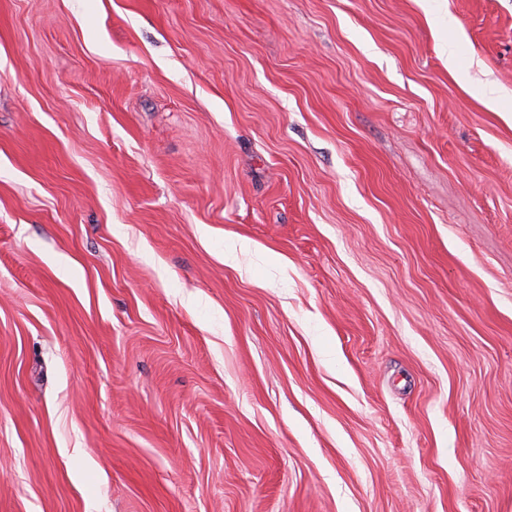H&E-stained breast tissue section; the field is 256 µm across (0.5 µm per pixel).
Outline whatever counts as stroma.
Wrapping results in <instances>:
<instances>
[{"instance_id":"stroma-1","label":"stroma","mask_w":512,"mask_h":512,"mask_svg":"<svg viewBox=\"0 0 512 512\" xmlns=\"http://www.w3.org/2000/svg\"><path fill=\"white\" fill-rule=\"evenodd\" d=\"M0 512H512V0H0Z\"/></svg>"}]
</instances>
